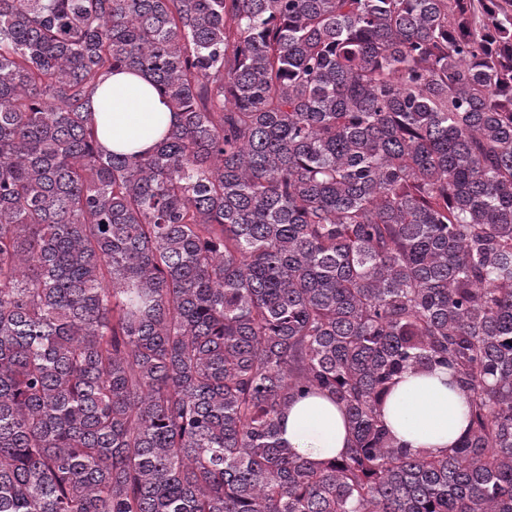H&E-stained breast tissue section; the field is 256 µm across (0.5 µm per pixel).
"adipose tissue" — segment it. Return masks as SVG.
<instances>
[{"instance_id":"ef3b65f1","label":"adipose tissue","mask_w":512,"mask_h":512,"mask_svg":"<svg viewBox=\"0 0 512 512\" xmlns=\"http://www.w3.org/2000/svg\"><path fill=\"white\" fill-rule=\"evenodd\" d=\"M100 143L109 152H145L174 120L168 103L148 76L113 72L94 94ZM447 370L402 375L383 407V419L397 442L410 450L439 452L467 432L468 406L449 384ZM281 439L312 461L341 456L349 446L346 420L330 399L316 395L293 402L282 422Z\"/></svg>"}]
</instances>
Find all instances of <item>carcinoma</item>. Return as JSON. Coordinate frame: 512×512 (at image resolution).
<instances>
[{
    "label": "carcinoma",
    "instance_id": "1",
    "mask_svg": "<svg viewBox=\"0 0 512 512\" xmlns=\"http://www.w3.org/2000/svg\"><path fill=\"white\" fill-rule=\"evenodd\" d=\"M436 368L468 431L412 452ZM0 512H512V0H0ZM94 119L107 152H145L174 120L168 103L142 73L113 72L94 94ZM448 382L446 369L406 372L398 380L384 404L383 419L401 446L437 453L464 437L469 425L468 406ZM280 436L292 452L311 461L339 457L349 446L343 412L320 395L298 399L288 407Z\"/></svg>",
    "mask_w": 512,
    "mask_h": 512
}]
</instances>
